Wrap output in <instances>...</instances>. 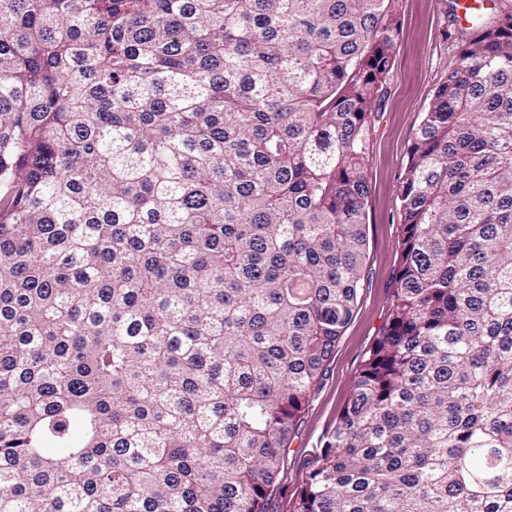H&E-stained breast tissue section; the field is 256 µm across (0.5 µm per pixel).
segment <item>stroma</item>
I'll return each mask as SVG.
<instances>
[{
  "mask_svg": "<svg viewBox=\"0 0 512 512\" xmlns=\"http://www.w3.org/2000/svg\"><path fill=\"white\" fill-rule=\"evenodd\" d=\"M399 21L385 100L373 114L365 173L366 258L354 315L305 406L267 512H290L295 493L347 404L354 378L385 324L401 251L398 185L410 141L439 82L458 62L447 0H392Z\"/></svg>",
  "mask_w": 512,
  "mask_h": 512,
  "instance_id": "1",
  "label": "stroma"
}]
</instances>
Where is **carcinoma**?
I'll return each mask as SVG.
<instances>
[{
	"label": "carcinoma",
	"mask_w": 512,
	"mask_h": 512,
	"mask_svg": "<svg viewBox=\"0 0 512 512\" xmlns=\"http://www.w3.org/2000/svg\"><path fill=\"white\" fill-rule=\"evenodd\" d=\"M397 33L389 0H0V512H266L353 316ZM459 35L293 512H512V7Z\"/></svg>",
	"instance_id": "cac0c4a2"
}]
</instances>
